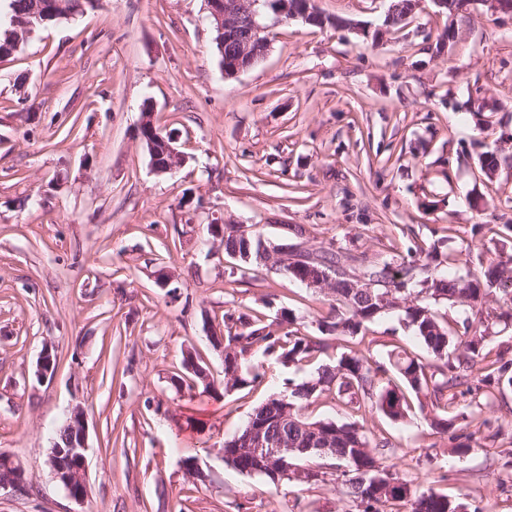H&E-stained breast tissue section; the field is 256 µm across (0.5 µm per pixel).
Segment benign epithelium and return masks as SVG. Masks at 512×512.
<instances>
[{
    "label": "benign epithelium",
    "instance_id": "benign-epithelium-1",
    "mask_svg": "<svg viewBox=\"0 0 512 512\" xmlns=\"http://www.w3.org/2000/svg\"><path fill=\"white\" fill-rule=\"evenodd\" d=\"M459 10L466 9L474 3H482L496 13L512 15V0H458ZM209 21L216 24L219 30V45H224L228 40L237 45L239 58L253 59L267 53L270 47L271 29L283 19H301L308 24L315 23L319 15L314 0L298 6H290L289 0H276V7L273 14L263 16L258 10L260 0H205ZM61 4L59 0H39V12L33 15L34 21L27 24L33 28L35 24L47 23L52 17L59 13ZM169 160L166 165L159 166L151 164L152 169L159 174H166L181 166L183 155L175 147L174 138L166 136L163 139ZM306 250L296 245H274L271 247V260L279 264H290L305 261ZM336 270L330 271L319 268L305 278V283L311 288L322 292L329 291L335 283L334 275ZM54 360L52 347L44 348L37 365L36 376L40 381H47L53 378ZM72 428L73 442L71 448L62 450L51 449L48 463L51 467L54 478L65 488L68 496L81 502L88 493V459H87V423L84 409L75 407L67 420ZM246 447L250 449L273 448L274 442L264 434L261 427L250 428L244 438ZM263 460L271 463L269 468L270 476L279 479L290 477L301 479L305 469L293 465L287 459H275V453L263 454Z\"/></svg>",
    "mask_w": 512,
    "mask_h": 512
}]
</instances>
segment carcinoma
Listing matches in <instances>:
<instances>
[{"instance_id": "cac0c4a2", "label": "carcinoma", "mask_w": 512, "mask_h": 512, "mask_svg": "<svg viewBox=\"0 0 512 512\" xmlns=\"http://www.w3.org/2000/svg\"><path fill=\"white\" fill-rule=\"evenodd\" d=\"M6 14L19 20L28 18L32 0H7ZM414 9L412 0H393L388 22L398 26ZM224 257L239 271L270 267L269 240L260 231L248 238L224 234ZM312 265L336 267L331 312L319 320V330L336 339L364 338L372 322L384 313L401 309L408 327L424 345V353L402 346L390 351L387 363L370 361L356 352L342 354L333 365L317 370V375L301 383H290L287 398H270L254 408L250 417L265 423L271 438L292 448L300 438L299 425L317 427L331 436L332 450L325 453L330 467L340 478L345 494L358 512H458L460 503L432 488L417 493L410 482L401 480L385 464L390 438L378 436L356 421L338 424L313 420L308 410L321 396L333 395L354 412L376 411L390 421H400L411 410L409 396L420 408H430L431 425L438 433L448 432L453 421L448 408L457 395L495 388H512V361L502 355L490 358L486 331L492 324L512 326V312L491 310L490 301L501 292L512 301V259L491 262L481 277L460 275L462 253L448 255V276L435 275L434 252L414 244L402 254L387 253L373 262H364L341 250H313ZM362 276L376 283L372 293L350 288L345 274ZM462 309V315L448 317L445 305ZM295 320L287 309L270 320L261 312L224 313V386L252 387L261 375L245 368L256 353L273 356L283 363L304 364L318 359L326 349L320 336L303 335L293 329ZM247 428L225 442L224 460L240 472L263 473V465L251 451H239L236 443ZM406 510H400V507Z\"/></svg>"}]
</instances>
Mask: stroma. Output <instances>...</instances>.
<instances>
[{
    "mask_svg": "<svg viewBox=\"0 0 512 512\" xmlns=\"http://www.w3.org/2000/svg\"><path fill=\"white\" fill-rule=\"evenodd\" d=\"M318 6L358 30L277 25L263 59L231 79L204 0H101L0 58V452L28 481L27 492L0 491V512H354L335 470L317 485L275 484L225 463L224 443L318 364L413 347L400 314L365 341L329 339L316 364L255 355L246 366L262 384L226 389L211 340L225 312L285 308L315 336L331 300L273 270L231 273L206 226L257 227L279 244L299 225L309 247L372 260L392 243L440 239L468 250L476 277L511 256L512 16L478 2L449 16L420 0L393 27L385 0ZM146 106L177 137L175 174L151 169ZM48 345L56 368L43 383ZM189 355L209 390L176 386ZM78 405L81 502L47 463ZM449 415L444 435L416 407L402 422L374 412L365 424L391 439L386 463L414 490L512 512V389L494 391L486 426L470 423L463 397ZM465 441L470 451L456 454Z\"/></svg>",
    "mask_w": 512,
    "mask_h": 512,
    "instance_id": "stroma-1",
    "label": "stroma"
}]
</instances>
